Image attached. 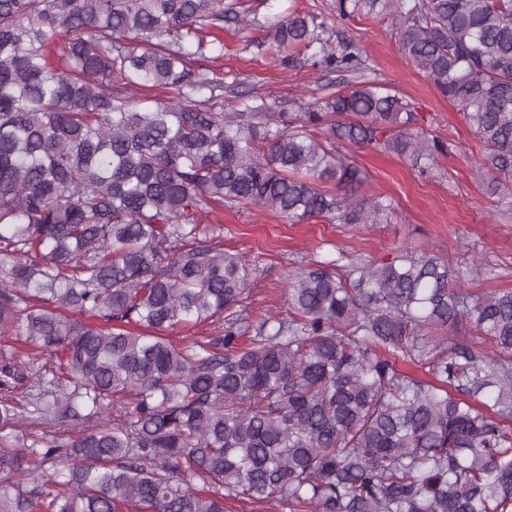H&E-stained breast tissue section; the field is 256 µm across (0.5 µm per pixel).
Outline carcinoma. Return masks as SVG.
<instances>
[{"label": "carcinoma", "instance_id": "cac0c4a2", "mask_svg": "<svg viewBox=\"0 0 512 512\" xmlns=\"http://www.w3.org/2000/svg\"><path fill=\"white\" fill-rule=\"evenodd\" d=\"M383 12L512 194V0H339L341 17ZM237 16L0 0V336L45 357L0 356V512H512V291H462L448 263L402 253L313 263L286 313L242 308L251 267L208 211L383 224L391 200L357 196L368 176L340 144L421 169L442 148L371 82L318 109L217 111L201 33ZM273 31L285 59L367 68L304 12ZM156 89L177 99L144 105Z\"/></svg>", "mask_w": 512, "mask_h": 512}]
</instances>
